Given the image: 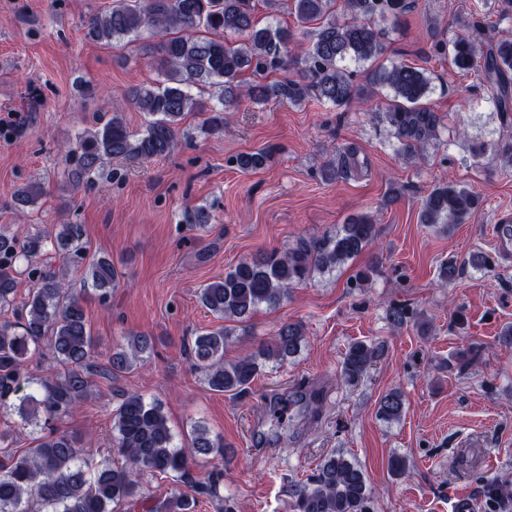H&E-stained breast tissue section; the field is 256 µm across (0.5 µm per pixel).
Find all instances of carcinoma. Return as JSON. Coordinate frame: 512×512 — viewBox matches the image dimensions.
Listing matches in <instances>:
<instances>
[{
    "instance_id": "obj_1",
    "label": "carcinoma",
    "mask_w": 512,
    "mask_h": 512,
    "mask_svg": "<svg viewBox=\"0 0 512 512\" xmlns=\"http://www.w3.org/2000/svg\"><path fill=\"white\" fill-rule=\"evenodd\" d=\"M269 17L289 4L298 25L316 26L308 43L295 41V32L279 23L260 25L255 0H112L106 11L92 16L87 36L100 43L135 42L143 35L155 39L149 52L158 53L162 79L127 89L122 97L146 117L145 127L133 132L121 113L99 127L78 135L64 152L65 174L72 189L90 188L113 160L150 161L169 155L190 138L182 127L188 113L203 116L197 130L204 136L224 134L226 114L242 99L254 103L298 105L313 96L333 107H358L381 88L392 91L382 112L399 143L401 154L413 159L418 151L440 139L444 117L422 103L428 78L419 67L376 64L385 51L376 18L397 20L410 10V0H262ZM466 33L441 41L436 50L448 56L460 72L480 69L489 99L500 112L505 127L512 126V36L484 37L482 25L466 24ZM371 62L363 79L343 62ZM299 64L294 77L267 81L268 75ZM251 70L255 82L243 86L240 73ZM491 149L501 168L512 169V134ZM271 149L237 155L241 171L262 168ZM358 149L336 150L321 171L326 180L346 179L358 171ZM40 179L21 184L13 199L17 212L43 197ZM478 194L465 186L439 184L424 197L419 221L452 231L467 223L480 209ZM375 234L372 216L359 214L336 234L317 240H299L281 253L266 251L231 268L220 281L201 288V305L217 318L245 322L261 305L277 307L296 285L314 274L335 271L359 255ZM72 261L85 258L82 225L54 224L23 238L0 232V408L13 406L23 424L44 422L47 432L21 452L0 455V512H117L140 495L148 474H171L183 482L190 462L198 457L224 462V443L208 430L195 427L181 446L161 404L138 392H126L112 410V455L95 460L78 439L55 428V423L75 413L97 385L119 372L132 369L150 350V337L135 335L107 362L94 356V341L84 307L43 259L48 249ZM34 284L21 304H16L19 277ZM101 302L112 297L119 278L112 260L98 257L85 267ZM232 332L220 326L198 334L191 351L197 370L208 387L235 395L245 391L266 364L283 363L301 351L304 330L283 324L275 336L258 343L254 351L236 361L224 360ZM47 354V375L31 378L26 363ZM380 356L374 344H351L343 360L347 380L364 376ZM403 395L385 394L378 416L395 422L402 416ZM372 490L363 468L342 454L330 453L317 472L299 489L295 512H370ZM486 497L512 499V482L504 479L483 485ZM156 512H193V502L173 497L156 506Z\"/></svg>"
}]
</instances>
